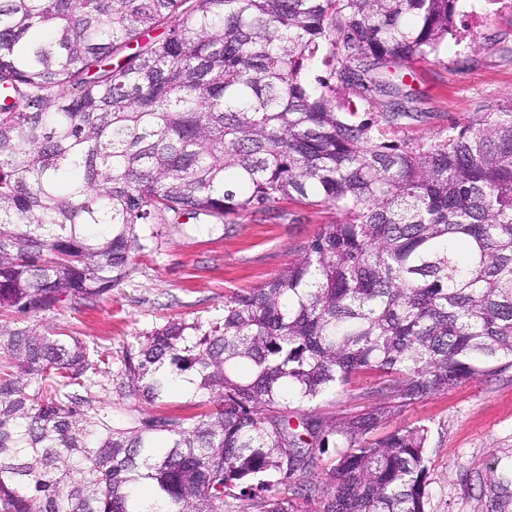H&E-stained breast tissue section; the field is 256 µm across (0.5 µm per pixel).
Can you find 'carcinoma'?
I'll list each match as a JSON object with an SVG mask.
<instances>
[{
  "label": "carcinoma",
  "mask_w": 512,
  "mask_h": 512,
  "mask_svg": "<svg viewBox=\"0 0 512 512\" xmlns=\"http://www.w3.org/2000/svg\"><path fill=\"white\" fill-rule=\"evenodd\" d=\"M456 2L0 0L1 312L95 304L170 215H342L223 320L126 349L132 410L175 376L210 413L115 428L96 406L109 359L0 330V512H426L428 427L283 407L364 373L422 398L512 367V109L384 137L426 118L406 78ZM324 42L317 91L303 69ZM339 87L382 110L345 122Z\"/></svg>",
  "instance_id": "cac0c4a2"
}]
</instances>
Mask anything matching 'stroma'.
Returning a JSON list of instances; mask_svg holds the SVG:
<instances>
[{"instance_id":"stroma-1","label":"stroma","mask_w":512,"mask_h":512,"mask_svg":"<svg viewBox=\"0 0 512 512\" xmlns=\"http://www.w3.org/2000/svg\"><path fill=\"white\" fill-rule=\"evenodd\" d=\"M474 0H458L457 27L439 51L412 66V86L427 121L387 129L413 144L447 136L474 113L512 101V8L470 17ZM339 215L330 206L288 200L267 214L243 212L221 223L201 215L180 224L142 227L146 249L132 272L94 306L73 301L35 314L0 317L8 325L36 324L81 337L108 356L100 374L99 406L114 426L132 413L114 390V374L128 345L172 319L208 324L224 316L226 295L259 286L297 256L323 225ZM392 405L387 427L424 425L430 479L427 512H512V368L419 399L367 374L314 403L323 417Z\"/></svg>"}]
</instances>
